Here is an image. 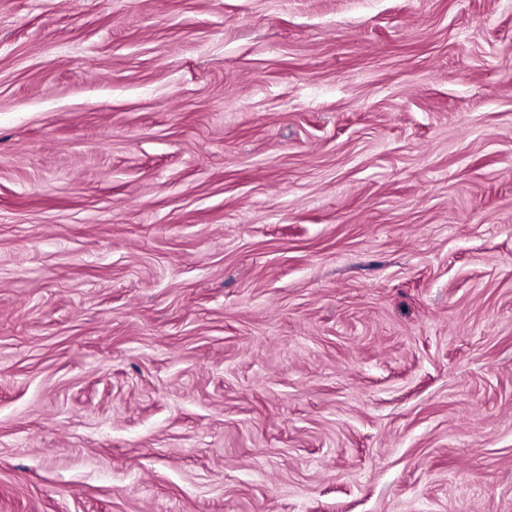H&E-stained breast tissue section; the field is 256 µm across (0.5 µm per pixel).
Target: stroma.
Segmentation results:
<instances>
[{"label": "stroma", "mask_w": 512, "mask_h": 512, "mask_svg": "<svg viewBox=\"0 0 512 512\" xmlns=\"http://www.w3.org/2000/svg\"><path fill=\"white\" fill-rule=\"evenodd\" d=\"M0 512H512V0H0Z\"/></svg>", "instance_id": "stroma-1"}]
</instances>
